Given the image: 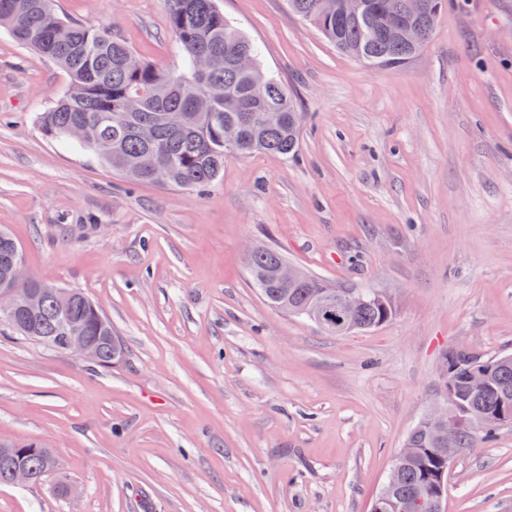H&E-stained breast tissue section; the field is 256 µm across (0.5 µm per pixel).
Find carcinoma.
<instances>
[{
  "label": "carcinoma",
  "instance_id": "carcinoma-1",
  "mask_svg": "<svg viewBox=\"0 0 512 512\" xmlns=\"http://www.w3.org/2000/svg\"><path fill=\"white\" fill-rule=\"evenodd\" d=\"M168 24L177 51L185 62L182 72L163 70L141 59L110 27L89 28L64 20L56 0H0V27L20 44L51 60L70 77L67 91L40 113L43 131L55 139L75 141L90 150L98 141L112 146L105 160L131 182L163 187L201 188L219 180L227 154L256 151L288 156L299 143L302 113L288 90L267 75L258 64V48L224 18L215 0H168ZM370 8L355 18L336 13V0H288L290 8L316 28L336 48L365 64L392 68L407 63L433 37L447 0H426L427 11L409 21L425 31L415 47L387 32L380 18L384 0H366ZM277 108L272 122L252 117ZM81 127L83 136L69 133ZM233 126L239 141L230 149L224 131ZM17 243L0 234V281L11 276ZM286 263L280 252L258 247L247 258L251 281L271 307L309 317L308 310L320 290L330 287L322 278L296 268L294 282L276 276ZM396 315L393 300L381 298L363 304L356 313L358 330L369 331ZM80 326L81 335L95 341L103 360L112 353L123 355L117 340L110 338L112 324L78 289L69 299H45L41 314L23 318L9 330L24 338L65 336V327ZM493 389L470 396L465 370L468 361L457 357L458 369L448 381L467 408L468 424L460 432L431 429L419 422L408 435L411 452L395 467L394 492L402 498L429 495L435 476L447 467L439 449L453 438L457 447L473 448L502 427L497 414L499 391L512 393V356H497ZM35 450L18 458L0 447V457L19 460L34 474L38 484L49 475L67 481L53 451L30 442L22 448Z\"/></svg>",
  "mask_w": 512,
  "mask_h": 512
}]
</instances>
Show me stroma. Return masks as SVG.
Instances as JSON below:
<instances>
[{"label": "stroma", "instance_id": "35a3bbf8", "mask_svg": "<svg viewBox=\"0 0 512 512\" xmlns=\"http://www.w3.org/2000/svg\"><path fill=\"white\" fill-rule=\"evenodd\" d=\"M303 114L295 155L230 154L199 191L128 182L38 122L67 73L0 28V228L27 271L84 291L126 349L109 369L0 337V443L55 477L0 512H369L444 353L512 354V0H448L428 47L376 69L286 0H218ZM181 70L166 0H57ZM393 298L369 332L270 308L248 248ZM445 512H512V425L459 455Z\"/></svg>", "mask_w": 512, "mask_h": 512}]
</instances>
